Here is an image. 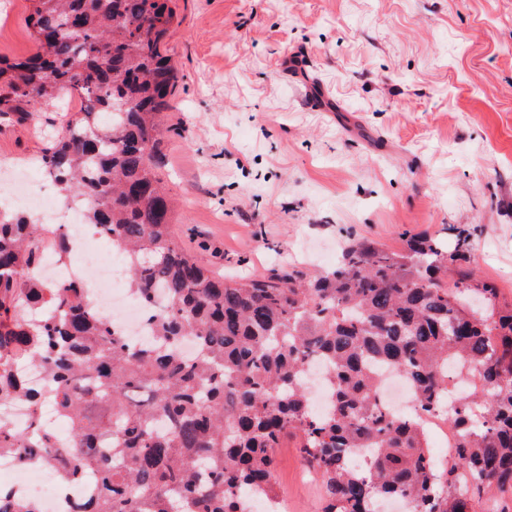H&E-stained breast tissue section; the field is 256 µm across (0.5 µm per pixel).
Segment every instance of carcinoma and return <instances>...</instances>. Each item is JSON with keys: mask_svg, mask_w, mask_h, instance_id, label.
Listing matches in <instances>:
<instances>
[{"mask_svg": "<svg viewBox=\"0 0 512 512\" xmlns=\"http://www.w3.org/2000/svg\"><path fill=\"white\" fill-rule=\"evenodd\" d=\"M30 2L35 51L0 57V118L80 99L40 164L122 249L129 290L162 307L147 336L126 339L95 315L85 281L33 276L47 248L70 256V238L0 209V402L28 410L22 428L0 420V455L49 467L64 486L95 471V495L74 512H246L247 494L277 496L275 453L288 441L323 478V512H382L387 499L489 512L512 488V302L462 268L468 236L451 251L427 236L400 251L352 239L313 276L215 274L172 236L159 176L175 0ZM312 358L330 387L325 414L305 386ZM23 361L48 384L31 386ZM386 370L406 376L410 415L381 403ZM46 401L70 425L64 441L41 425ZM432 415L458 435L442 465L424 427ZM352 448L369 449L364 466ZM0 512L37 510L0 495Z\"/></svg>", "mask_w": 512, "mask_h": 512, "instance_id": "1", "label": "carcinoma"}]
</instances>
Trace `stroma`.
I'll list each match as a JSON object with an SVG mask.
<instances>
[{
  "mask_svg": "<svg viewBox=\"0 0 512 512\" xmlns=\"http://www.w3.org/2000/svg\"><path fill=\"white\" fill-rule=\"evenodd\" d=\"M0 0V56L28 54ZM161 176L173 230L230 278L333 265L353 237L400 250L473 228L470 267L512 300V0H177ZM78 100L0 122V164L37 178ZM291 512H321L297 449Z\"/></svg>",
  "mask_w": 512,
  "mask_h": 512,
  "instance_id": "obj_1",
  "label": "stroma"
}]
</instances>
